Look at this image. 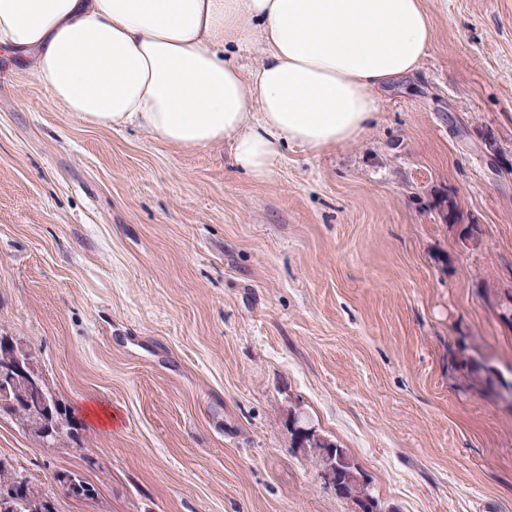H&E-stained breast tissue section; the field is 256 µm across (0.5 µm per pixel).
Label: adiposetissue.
Here are the masks:
<instances>
[{"instance_id":"adipose-tissue-1","label":"adipose tissue","mask_w":512,"mask_h":512,"mask_svg":"<svg viewBox=\"0 0 512 512\" xmlns=\"http://www.w3.org/2000/svg\"><path fill=\"white\" fill-rule=\"evenodd\" d=\"M422 0H0V48L29 57L86 122L187 149L229 144L267 178L283 145L363 138L377 92L430 43ZM261 46L245 69L231 53Z\"/></svg>"}]
</instances>
